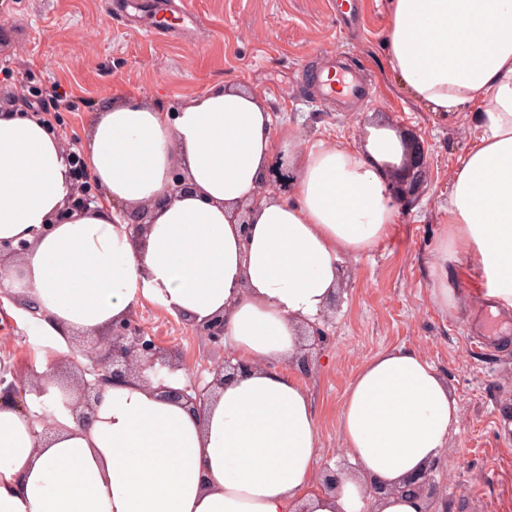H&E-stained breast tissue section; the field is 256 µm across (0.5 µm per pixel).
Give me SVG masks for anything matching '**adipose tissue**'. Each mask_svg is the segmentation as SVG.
<instances>
[{"mask_svg":"<svg viewBox=\"0 0 512 512\" xmlns=\"http://www.w3.org/2000/svg\"><path fill=\"white\" fill-rule=\"evenodd\" d=\"M387 66L440 116L477 106L480 133L451 179L448 225L429 267L432 297L458 299L448 272L464 257L488 298L512 310V0H390ZM291 151L298 199L258 190L276 150ZM396 134L372 126L364 148H302L275 135L256 95L226 83L176 113L129 96L97 113L86 165L107 203L61 218L71 190L66 150L33 116L0 112V240L25 241L15 276L44 335H94L141 301L203 321L225 318L232 352L252 365L197 415L157 380L106 388L90 425L67 408L50 361L42 395L0 404V512H364L365 480L425 471L459 423L448 384L416 350L363 363L338 430L357 468L336 492L314 480L318 426L287 364L297 329L339 286L340 261L368 251L397 220L382 163H400ZM190 192L158 207L134 247L116 206L163 196L173 163ZM257 199L248 228L240 202ZM54 411L50 437L37 417Z\"/></svg>","mask_w":512,"mask_h":512,"instance_id":"ef3b65f1","label":"adipose tissue"}]
</instances>
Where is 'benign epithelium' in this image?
Listing matches in <instances>:
<instances>
[{"mask_svg": "<svg viewBox=\"0 0 512 512\" xmlns=\"http://www.w3.org/2000/svg\"><path fill=\"white\" fill-rule=\"evenodd\" d=\"M427 157L423 146L417 140L403 142V161L400 171L404 176L397 182L389 185L388 194L391 202L408 209L416 204L423 194L426 181ZM171 189L169 199H175L191 189L183 168L176 163L172 166ZM88 181L73 180L70 197L63 214L83 209L97 202ZM157 203L149 202L119 209L124 222L128 224L131 239L140 245L151 224L152 212ZM192 330L198 336L208 339L214 344L224 342V316L216 315L202 323L192 324ZM324 329L318 323H313L302 334L303 344L296 362L309 361V350L314 345L323 342ZM90 365L79 366L71 364L72 374L81 380V392L71 404L76 418L84 423H90L95 417L97 403L105 388L116 382H127L139 377L145 370L166 368L173 372L179 369L175 354L170 348L164 346L155 336L138 324L134 317L112 322V333L100 339L98 347L89 355ZM249 364L232 353L224 356L223 360L213 369V379L210 385L199 390L192 387L173 389L159 380L158 390L167 397L183 400L190 408L200 412L206 403L216 396L218 390L224 388V382L235 378L248 370ZM35 382L30 379L15 378L11 382L0 377V400L9 399L26 407L25 394L34 390ZM411 490L425 503H430L440 493V486L432 479L429 473L412 477L404 486H383L366 482L363 484L364 495L374 499H381L388 494H396Z\"/></svg>", "mask_w": 512, "mask_h": 512, "instance_id": "obj_1", "label": "benign epithelium"}]
</instances>
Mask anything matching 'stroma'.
I'll use <instances>...</instances> for the list:
<instances>
[{"label": "stroma", "mask_w": 512, "mask_h": 512, "mask_svg": "<svg viewBox=\"0 0 512 512\" xmlns=\"http://www.w3.org/2000/svg\"><path fill=\"white\" fill-rule=\"evenodd\" d=\"M141 2L131 23L111 15L109 0H0V109L25 111L34 96L58 92L62 102L49 117L63 145L80 153L95 115L111 101L131 94L172 112L231 82L260 96L276 130H288L306 148L360 146L375 122L416 133L428 166L419 204L400 212L376 248L343 259L328 339L295 371L317 414L315 476L350 465L337 413L357 371L380 351L410 348L435 366L458 402V429L430 467L442 488L431 512H472L476 504L482 512H512V312L492 314L473 277L453 279L465 303L442 311L426 274L448 223L451 177L479 133L475 113L441 118L392 77L383 49L387 0H353L350 29L334 0H181L164 17L151 0ZM329 52L366 71L372 100L339 112L315 96L312 84ZM29 306L25 295L0 293V375L35 373L43 357L60 367L84 362L96 337L76 333L70 347L57 350ZM134 312L181 356V385L211 381L222 347L151 303Z\"/></svg>", "instance_id": "1"}]
</instances>
